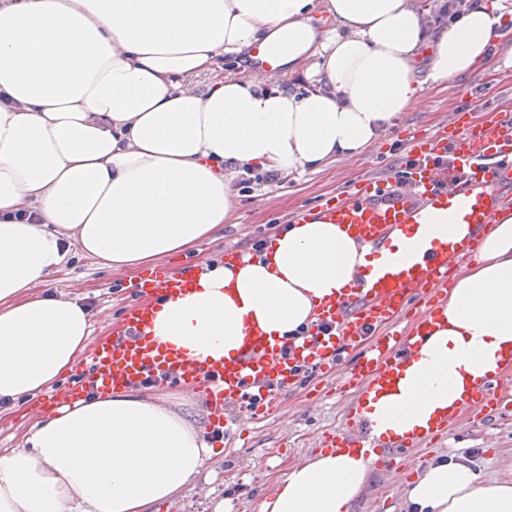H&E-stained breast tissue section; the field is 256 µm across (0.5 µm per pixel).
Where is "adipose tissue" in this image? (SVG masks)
Listing matches in <instances>:
<instances>
[{"mask_svg":"<svg viewBox=\"0 0 512 512\" xmlns=\"http://www.w3.org/2000/svg\"><path fill=\"white\" fill-rule=\"evenodd\" d=\"M320 7L333 27L318 24ZM511 36L484 5L427 36L418 0H0V400L51 390L87 346L88 308L35 290L71 252L121 271L186 249L223 224L238 175L361 154L423 82L466 74ZM257 45L272 67H306L317 88L220 75L224 56L244 59ZM372 262L340 225H288L260 256L216 266L190 294L163 300L152 338L200 363L238 358L255 331L295 337L315 305ZM444 314L417 358L365 401L375 435L425 430L503 367L512 215L481 236ZM211 454L178 411L104 389L0 454V512H151ZM369 471L364 449L316 453L259 512H351ZM408 503L411 512H512V485L440 459Z\"/></svg>","mask_w":512,"mask_h":512,"instance_id":"1","label":"adipose tissue"}]
</instances>
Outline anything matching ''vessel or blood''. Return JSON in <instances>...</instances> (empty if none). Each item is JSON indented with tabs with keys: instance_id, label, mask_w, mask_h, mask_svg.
I'll use <instances>...</instances> for the list:
<instances>
[{
	"instance_id": "vessel-or-blood-1",
	"label": "vessel or blood",
	"mask_w": 512,
	"mask_h": 512,
	"mask_svg": "<svg viewBox=\"0 0 512 512\" xmlns=\"http://www.w3.org/2000/svg\"><path fill=\"white\" fill-rule=\"evenodd\" d=\"M416 159L406 181L385 185L364 180L332 196L319 207L295 213V223L339 224L355 240L372 245V265L338 297L321 302L309 336L300 343H270L252 336L237 359L202 365L162 349L149 337L153 309L165 296L185 295L199 264L161 269L130 283L132 301L119 322L97 338L86 356L91 369L76 386L52 394L48 402L62 406L101 388L128 387L142 380L169 376L185 386L208 385L212 431L223 432L224 407L238 405L241 419L275 412L276 393L301 383L303 369L315 367L343 383L359 400L385 390L401 365L431 337L448 300V278L473 255L475 244L501 214L512 211V120L501 112L481 110L458 118L452 129H439L410 142ZM446 232H439V225ZM412 321L404 315L410 307ZM361 361L343 369L345 355ZM501 372L485 376L462 402L435 424L437 434L450 425L498 408ZM418 437L383 440L372 436L361 404L353 406L331 448H367L375 468L398 469Z\"/></svg>"
}]
</instances>
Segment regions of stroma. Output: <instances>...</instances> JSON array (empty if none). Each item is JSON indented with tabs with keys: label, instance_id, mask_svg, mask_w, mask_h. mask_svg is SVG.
Instances as JSON below:
<instances>
[{
	"label": "stroma",
	"instance_id": "obj_1",
	"mask_svg": "<svg viewBox=\"0 0 512 512\" xmlns=\"http://www.w3.org/2000/svg\"><path fill=\"white\" fill-rule=\"evenodd\" d=\"M511 55L512 37L465 76L423 84L417 101L360 155L297 169L270 186L237 189L235 207L219 231L191 248L118 272L77 254L51 276L46 290L80 298L90 310L93 335H106L131 298L129 281L161 266L175 268L190 261L220 265L225 251H246L248 239L272 240L296 211L319 206L358 180L390 177L407 155L410 138L449 123L458 111L489 101L512 113V67L501 64ZM501 388L504 402L495 415L458 423L446 436L407 454L396 471L371 470L353 512H408L411 479L436 459L465 461L483 481L512 482V370L505 371ZM146 395L200 425L204 441L214 450L202 472L156 512H257L268 491L320 449L355 398L351 389L338 387L336 378L315 371L284 398L277 412L257 422L238 423L236 407L226 406L227 426L220 439L211 432L204 389L164 383ZM44 416L40 398L1 401L0 450L23 447Z\"/></svg>",
	"mask_w": 512,
	"mask_h": 512
}]
</instances>
